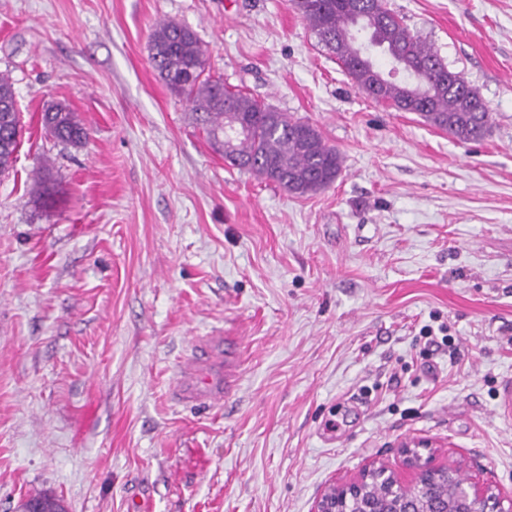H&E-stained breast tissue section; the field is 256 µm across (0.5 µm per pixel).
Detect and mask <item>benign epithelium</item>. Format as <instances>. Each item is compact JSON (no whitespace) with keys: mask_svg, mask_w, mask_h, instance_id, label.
Returning a JSON list of instances; mask_svg holds the SVG:
<instances>
[{"mask_svg":"<svg viewBox=\"0 0 512 512\" xmlns=\"http://www.w3.org/2000/svg\"><path fill=\"white\" fill-rule=\"evenodd\" d=\"M424 447L426 444L413 441L400 446L401 465L409 472V495L397 498L388 493L368 494L367 484L378 473L400 484L387 465L374 462L357 478L328 485L313 500L310 512H347L350 499L357 500L356 512H512V495H503L494 484L484 480L465 483L457 464L435 463L434 456L419 453Z\"/></svg>","mask_w":512,"mask_h":512,"instance_id":"benign-epithelium-1","label":"benign epithelium"}]
</instances>
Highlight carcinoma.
I'll use <instances>...</instances> for the list:
<instances>
[{"mask_svg":"<svg viewBox=\"0 0 512 512\" xmlns=\"http://www.w3.org/2000/svg\"><path fill=\"white\" fill-rule=\"evenodd\" d=\"M290 2L336 53L338 63L358 88L367 91L373 74L382 75L373 101L415 112L461 143L479 140L491 128V112L470 96L462 74L450 69L439 77L446 67L444 59L390 9L379 16L371 12L369 0ZM148 50L160 79L185 99L197 125L227 163L300 196L336 181L343 164L339 151L311 123L278 112L207 73L204 51L191 29L159 21L152 27ZM399 66L412 70L410 80L396 78ZM190 71L195 76L186 84L182 75ZM42 125L61 142L77 145L88 137L78 114L66 105L43 112ZM21 134L13 83L1 72L0 176L13 168Z\"/></svg>","mask_w":512,"mask_h":512,"instance_id":"cac0c4a2","label":"carcinoma"}]
</instances>
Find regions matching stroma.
Here are the masks:
<instances>
[{"label": "stroma", "mask_w": 512, "mask_h": 512, "mask_svg": "<svg viewBox=\"0 0 512 512\" xmlns=\"http://www.w3.org/2000/svg\"><path fill=\"white\" fill-rule=\"evenodd\" d=\"M493 115L458 143L369 99L289 0H0L22 118L0 177V512H309L432 441L512 493V0H387ZM313 124L336 182L228 165L159 79L151 28ZM70 106L80 145L40 115ZM238 365L180 402L197 337ZM217 336H207L201 342L195 344L193 347L195 349L196 355L193 357L190 365L186 367L178 385L176 387V395L178 398L185 401H200L204 403H208L209 405H216L222 403L224 401V397L232 392L236 385V372L232 371L226 375L225 380H221L219 382H213L209 377H199L196 381L194 387H188L185 383V380L182 382V377L187 374H195L194 366L199 361V357L197 356V351L201 352L205 349L206 343L212 340Z\"/></svg>", "instance_id": "35a3bbf8"}]
</instances>
